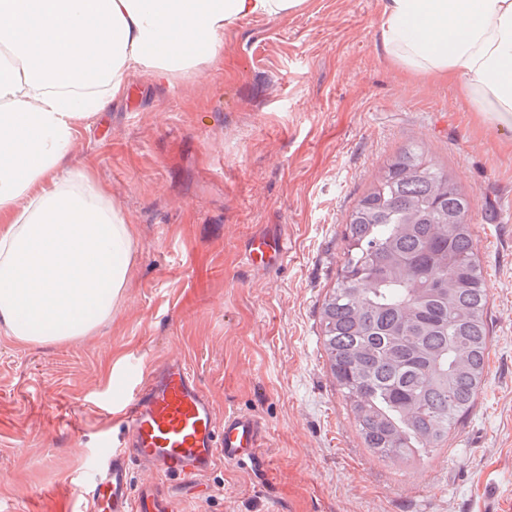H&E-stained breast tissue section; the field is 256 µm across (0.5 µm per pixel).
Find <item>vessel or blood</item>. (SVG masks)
Masks as SVG:
<instances>
[{
    "label": "vessel or blood",
    "instance_id": "1",
    "mask_svg": "<svg viewBox=\"0 0 512 512\" xmlns=\"http://www.w3.org/2000/svg\"><path fill=\"white\" fill-rule=\"evenodd\" d=\"M283 239L254 236L247 257L257 268L282 259ZM126 429L119 441L102 436L99 454L78 482L91 512H167L148 490L135 487L133 467L148 466L161 480L175 477L189 483L216 461L255 466L266 435L252 417L225 414L216 420L213 405L185 359L169 358L146 380L129 374L120 403Z\"/></svg>",
    "mask_w": 512,
    "mask_h": 512
}]
</instances>
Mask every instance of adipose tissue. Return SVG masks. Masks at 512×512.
<instances>
[{
  "label": "adipose tissue",
  "instance_id": "obj_1",
  "mask_svg": "<svg viewBox=\"0 0 512 512\" xmlns=\"http://www.w3.org/2000/svg\"><path fill=\"white\" fill-rule=\"evenodd\" d=\"M310 0H0V326L30 343L82 336L126 288L133 229L71 156L138 76L168 85L224 62L240 23ZM385 58L457 85L512 126V0H381Z\"/></svg>",
  "mask_w": 512,
  "mask_h": 512
}]
</instances>
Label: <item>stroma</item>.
I'll return each instance as SVG.
<instances>
[{"instance_id":"1","label":"stroma","mask_w":512,"mask_h":512,"mask_svg":"<svg viewBox=\"0 0 512 512\" xmlns=\"http://www.w3.org/2000/svg\"><path fill=\"white\" fill-rule=\"evenodd\" d=\"M379 0H314L224 36V64L175 86L132 78L82 130L89 167L134 230L110 319L64 342L0 329V512H75L98 438L119 432V380L182 357L216 416L266 430L262 463H217L197 486L155 480L171 512H512V130L457 88L385 59ZM472 197L491 344L472 412L430 458L364 448L320 342L354 203L405 145ZM281 235L284 262L246 245ZM287 254V245L281 238L268 235L254 236L248 243L247 257L257 268H264Z\"/></svg>"}]
</instances>
